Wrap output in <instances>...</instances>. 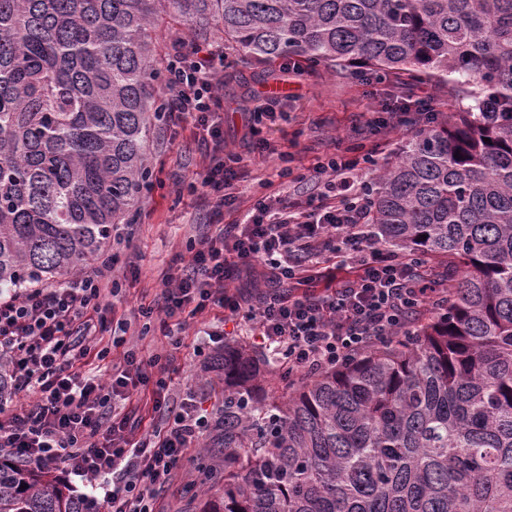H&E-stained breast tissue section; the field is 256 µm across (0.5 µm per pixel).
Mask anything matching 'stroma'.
<instances>
[{"mask_svg": "<svg viewBox=\"0 0 512 512\" xmlns=\"http://www.w3.org/2000/svg\"><path fill=\"white\" fill-rule=\"evenodd\" d=\"M206 42L223 50L227 67L224 71V149L246 157V173L237 184L239 209L225 210L224 222L242 221L244 211L260 196L264 182L292 203H301L313 193L309 183H297L276 176L281 162L274 155L247 153L246 142L251 125L249 111L254 96L280 75V64L264 68L254 66L249 58L226 48L218 32H210ZM388 83L371 86L353 71L333 73L325 70L301 72L282 94L274 117L265 119L261 135L278 151L293 154V165L299 169L314 166L336 148L357 142L369 112L378 108L380 95L386 94ZM148 152L153 167L154 187L143 193L138 203L135 223L122 224L118 235L106 246L112 255L114 274L122 278L120 300L104 310L102 317L108 328L104 343H111L112 328L126 323L130 331L141 330L137 310L150 303L160 291V274L176 257L186 256L189 240L218 233L219 226L210 223L208 212L198 191L192 187V174L201 162L200 146L191 124L170 118L167 124L152 128L148 136ZM218 330L225 336L252 346L261 341L253 336L251 325L244 320L225 321L222 310L191 323L181 332L182 345L172 348L159 324H151L139 343L144 357L170 355L168 371L171 404L184 398L186 386L197 388L196 401L201 408L214 409L207 383L220 376L212 362L215 354L208 345L206 331Z\"/></svg>", "mask_w": 512, "mask_h": 512, "instance_id": "35a3bbf8", "label": "stroma"}]
</instances>
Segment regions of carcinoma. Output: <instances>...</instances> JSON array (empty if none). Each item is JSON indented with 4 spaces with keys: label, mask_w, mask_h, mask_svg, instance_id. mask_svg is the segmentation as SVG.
Segmentation results:
<instances>
[{
    "label": "carcinoma",
    "mask_w": 512,
    "mask_h": 512,
    "mask_svg": "<svg viewBox=\"0 0 512 512\" xmlns=\"http://www.w3.org/2000/svg\"><path fill=\"white\" fill-rule=\"evenodd\" d=\"M166 18L259 65L458 102L385 164L368 216L378 244L448 269V303L312 375L225 344L184 512H512V0H0L1 289L77 272L133 220L168 111ZM0 512L88 510L0 458Z\"/></svg>",
    "instance_id": "1"
}]
</instances>
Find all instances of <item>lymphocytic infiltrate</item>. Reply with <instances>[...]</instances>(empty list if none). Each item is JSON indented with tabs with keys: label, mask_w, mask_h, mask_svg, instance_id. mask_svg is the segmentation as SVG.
Masks as SVG:
<instances>
[{
	"label": "lymphocytic infiltrate",
	"mask_w": 512,
	"mask_h": 512,
	"mask_svg": "<svg viewBox=\"0 0 512 512\" xmlns=\"http://www.w3.org/2000/svg\"><path fill=\"white\" fill-rule=\"evenodd\" d=\"M224 54L205 45H179L169 63L164 95L172 112L191 118L205 148L196 187L211 199L216 235L189 246L161 276L156 303L139 315L164 317L177 330L209 309L250 322L266 347L289 369L311 373L403 331L414 315L441 307L448 285L436 271L415 273L409 256L378 246L370 232L369 185L348 174L376 166L373 150L359 143L317 163L312 170L281 176L317 186L306 205L279 195L257 200L246 223L228 224L224 210L237 203V169L244 161L224 150ZM437 112L426 92H409L400 106L374 111L371 135L406 123L426 126ZM340 257L345 276L316 271L324 253ZM111 257L66 283L15 289L0 297V359L7 364L19 409L0 403V448L27 463L66 465L104 492L105 512H157V493L174 476L206 428L197 405H170L171 379L160 357L144 358L138 337H118L123 352L108 378L82 373L89 356L107 359L92 339L93 317L104 295H118ZM250 280L247 288L239 279ZM151 390L153 410L166 425L138 433L127 402Z\"/></svg>",
	"instance_id": "f902f5d3"
}]
</instances>
